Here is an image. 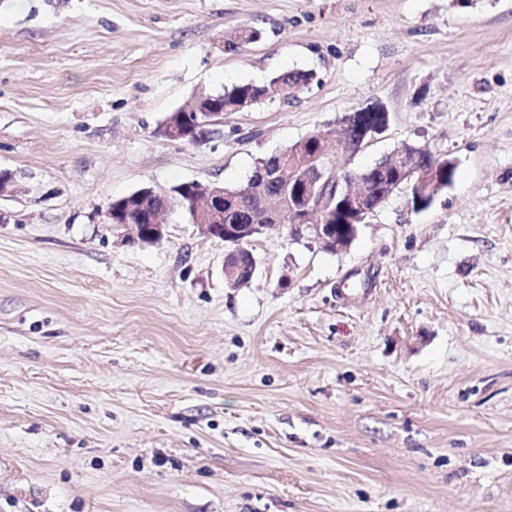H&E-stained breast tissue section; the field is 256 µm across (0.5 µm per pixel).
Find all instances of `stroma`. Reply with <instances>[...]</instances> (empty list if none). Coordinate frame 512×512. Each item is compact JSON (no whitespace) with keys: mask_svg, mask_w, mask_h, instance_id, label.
<instances>
[{"mask_svg":"<svg viewBox=\"0 0 512 512\" xmlns=\"http://www.w3.org/2000/svg\"><path fill=\"white\" fill-rule=\"evenodd\" d=\"M285 70L312 79L208 143L158 135ZM374 103L338 168L457 170L345 251L283 224L228 288L182 212L154 244L101 219ZM1 171L0 512H512V0H0ZM373 113L374 115L377 116V121L373 124L368 125H364L363 123H357V135H353L350 130V125L355 112L345 114L341 118L340 122L343 128L346 129L347 131V137L340 145H338L336 141V155L344 154L345 156H354L388 129L389 113Z\"/></svg>","mask_w":512,"mask_h":512,"instance_id":"obj_1","label":"stroma"}]
</instances>
